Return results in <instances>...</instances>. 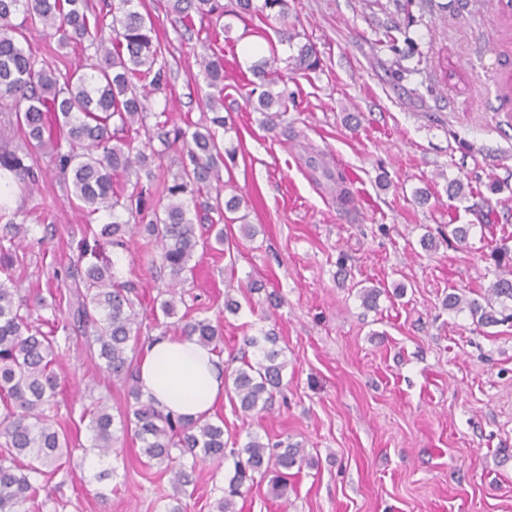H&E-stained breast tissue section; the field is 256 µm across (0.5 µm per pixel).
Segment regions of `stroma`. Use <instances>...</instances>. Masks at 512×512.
I'll list each match as a JSON object with an SVG mask.
<instances>
[{
	"label": "stroma",
	"instance_id": "obj_1",
	"mask_svg": "<svg viewBox=\"0 0 512 512\" xmlns=\"http://www.w3.org/2000/svg\"><path fill=\"white\" fill-rule=\"evenodd\" d=\"M293 40L276 22L214 33L210 22L185 31L166 0H146L170 68V93L153 96V112L199 122L201 77L192 50L216 35L224 52L225 147L235 148L224 179L248 203L254 236L232 225L223 251L196 253L184 285L186 306L220 322L221 361L236 367L243 339L275 330L282 385L270 412L241 414L231 400L215 409L224 438L256 434L305 448L314 464L293 475L286 496L269 480L237 499V512H512V324L482 326L468 310H450L454 291L477 299L494 280L492 247L512 237V13L493 0H414L411 27L422 53L406 59L413 74L395 80L393 56L375 48L396 16L394 0H289ZM33 53L59 73L96 64L91 40L59 45L32 34ZM274 50L293 100L270 131L246 104L259 86L243 41ZM311 45L322 67L309 72L296 56ZM449 59L462 79L444 78ZM12 207L33 230L25 248L23 287L50 296L74 261L67 244L88 215L50 171ZM347 172L352 206L336 202L330 172ZM465 194L452 199L448 184ZM498 192H490V184ZM467 224L463 245L424 250L422 236ZM146 241L133 236L110 252L120 280L156 297L163 280L148 263ZM381 290L365 309L354 282ZM237 289V314L224 310ZM58 369L65 377L56 422L72 440L70 462L53 479L57 512H165L175 490L159 467L144 465L141 443L126 437L110 478L88 467L91 444L80 422L87 383L110 412L128 407L127 389L101 373L72 335ZM235 458L197 471L187 512H213L234 473ZM107 493L100 501L99 493Z\"/></svg>",
	"mask_w": 512,
	"mask_h": 512
}]
</instances>
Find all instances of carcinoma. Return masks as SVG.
<instances>
[{"label": "carcinoma", "mask_w": 512, "mask_h": 512, "mask_svg": "<svg viewBox=\"0 0 512 512\" xmlns=\"http://www.w3.org/2000/svg\"><path fill=\"white\" fill-rule=\"evenodd\" d=\"M169 11L186 26L194 16L218 22L226 15L242 21L272 16L281 23L288 20V0H168ZM23 14V24L13 22ZM110 27L93 11L89 0H0V140L8 127L23 136V145L0 144V178L3 193L14 188L25 192L38 185L41 169L36 167L30 147L48 150L54 172L70 198L90 214L107 213L112 222L90 229V234L71 241L70 247L81 260L106 245L125 250L131 235L142 229L160 248L161 269L167 273L168 288L159 292L162 299L146 312L144 294L130 281H120L111 264L74 265L66 278L72 280L58 302L66 301L68 318L58 319L57 302L21 294L17 269L23 267V243L30 227L17 223L19 212L8 202L0 204V221H5L0 237V512H32L46 506L50 496L47 483L71 457L72 442L67 431L56 428L58 395L62 380L55 370L61 356V341H69L70 331L84 338L89 352L100 361L99 368L129 386L133 399L130 408L114 417L100 400L83 407L81 420L88 421L99 459L118 456L116 432L133 433L142 443L146 462L165 465L170 483L183 491L193 483L196 468L206 462L224 459L223 420L186 421L165 413L143 400L137 384V353L132 340L140 334L143 322L155 327H173L181 336L223 352V332L207 317L179 312L184 303L179 286L192 271L190 262L198 246L217 249L224 245V224L241 222V230L254 235L245 223L246 215L236 213L246 201L237 194L224 199L218 186L223 184L224 156L233 151L218 140L217 129L227 127L224 117V57L203 44L197 56L204 80L211 92L205 94L204 107L211 117L204 124L181 127L170 118L147 125L152 95L170 86L169 70L155 25L145 0H117L110 5ZM36 30L56 37L62 44L75 43L89 36L103 64L90 73L75 69L59 77L56 67L40 61L22 46L26 32ZM395 22L378 39V44L401 59L418 52L409 36ZM404 46H399V43ZM299 65L307 70L319 67L316 51L302 46ZM267 83L255 109L262 122L273 131L282 124L288 109V93L274 91ZM159 140L163 150L153 148ZM173 150L178 153L177 172L172 180L157 181L152 158L162 159ZM135 175L131 188H118L116 178ZM205 211L210 222V237L196 234L189 217L190 208ZM471 225L450 224L440 231L443 240L466 243ZM494 281L483 300L467 301L457 293L448 294L450 310L468 309L481 325L512 321V250L503 243L494 253ZM51 310L41 317L43 331L34 325L33 312ZM63 336H58V333ZM260 357L242 359L241 365L224 377V389L244 415L270 409L280 389L285 363L279 360L277 336L264 333ZM237 456L234 475L224 495L216 502L217 512H235V499L254 484L256 477L274 474L272 489L281 496L287 488L288 471L311 463L303 448L283 442L271 443L249 436ZM191 462H184V458Z\"/></svg>", "instance_id": "obj_1"}]
</instances>
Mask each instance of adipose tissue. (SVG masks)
I'll list each match as a JSON object with an SVG mask.
<instances>
[{
	"label": "adipose tissue",
	"instance_id": "1",
	"mask_svg": "<svg viewBox=\"0 0 512 512\" xmlns=\"http://www.w3.org/2000/svg\"><path fill=\"white\" fill-rule=\"evenodd\" d=\"M144 399L188 419L210 415L224 397V370L210 348L186 336H159L139 364Z\"/></svg>",
	"mask_w": 512,
	"mask_h": 512
}]
</instances>
